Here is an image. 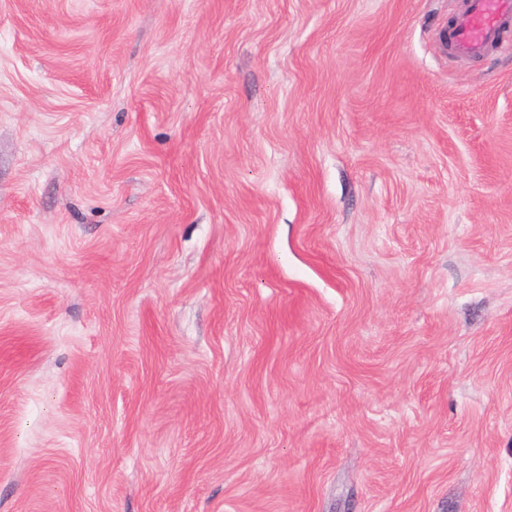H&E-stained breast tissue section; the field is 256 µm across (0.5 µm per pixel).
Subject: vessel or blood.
<instances>
[{
    "label": "vessel or blood",
    "mask_w": 512,
    "mask_h": 512,
    "mask_svg": "<svg viewBox=\"0 0 512 512\" xmlns=\"http://www.w3.org/2000/svg\"><path fill=\"white\" fill-rule=\"evenodd\" d=\"M510 24L512 0H468L466 17L451 36L449 48L462 55L484 54Z\"/></svg>",
    "instance_id": "b4317fda"
}]
</instances>
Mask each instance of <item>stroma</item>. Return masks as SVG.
<instances>
[{"instance_id": "35a3bbf8", "label": "stroma", "mask_w": 512, "mask_h": 512, "mask_svg": "<svg viewBox=\"0 0 512 512\" xmlns=\"http://www.w3.org/2000/svg\"><path fill=\"white\" fill-rule=\"evenodd\" d=\"M461 0H0V512H512V31ZM510 23L511 0H468L466 17L451 36L449 48L462 55L484 54L497 44Z\"/></svg>"}]
</instances>
